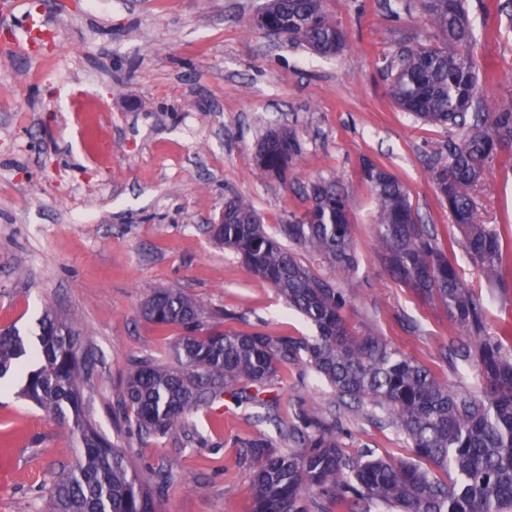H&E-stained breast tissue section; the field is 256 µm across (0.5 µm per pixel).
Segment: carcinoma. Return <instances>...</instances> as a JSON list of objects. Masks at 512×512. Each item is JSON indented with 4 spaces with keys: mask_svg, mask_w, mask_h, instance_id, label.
I'll use <instances>...</instances> for the list:
<instances>
[{
    "mask_svg": "<svg viewBox=\"0 0 512 512\" xmlns=\"http://www.w3.org/2000/svg\"><path fill=\"white\" fill-rule=\"evenodd\" d=\"M422 16L437 31L439 45L403 39L387 65L388 92L405 112L432 124L469 126L461 144L434 180L448 205L467 251L491 283L504 285L498 234L481 224L472 191L487 164L512 148V104L468 116L481 99L470 53L465 0H420ZM279 29L320 55H332L342 34L323 0H268L251 28ZM283 129L268 131L258 145L255 166L262 176H282ZM363 178L375 195L380 258L393 279L424 300L443 305L453 321L474 335L480 391L458 393L429 368L401 355L376 336H358L342 315L341 292L312 276L274 237L253 206L235 196L227 201L234 218L212 226L215 239L237 252L245 265L269 282L300 313L316 336L296 340L261 333L205 330V309L183 292L155 291L143 316L183 330L175 343L179 366L141 360L126 377L118 416L142 436L183 430L203 405L221 395L263 404L277 366L304 364L324 378L339 397L385 411L411 444L415 459L389 462L370 454L351 457L331 408L296 413L292 428L299 448L281 450L259 438L249 443L255 462L252 512H324V503L375 502L399 512H512V324L501 336L481 335L483 309L460 278L434 231L418 222L399 181L374 163ZM310 207L283 234L331 262L354 263L347 197L330 182L310 186ZM22 395L51 413L80 444L75 465L59 472L48 490V512H155V496L171 474L161 468L154 484L143 485L125 449L101 434L79 409L90 362L80 354V334L51 309L40 317L38 344L28 345L17 329L0 330V379L23 367ZM244 380L255 387L233 389ZM454 474L447 482L423 463Z\"/></svg>",
    "mask_w": 512,
    "mask_h": 512,
    "instance_id": "cac0c4a2",
    "label": "carcinoma"
}]
</instances>
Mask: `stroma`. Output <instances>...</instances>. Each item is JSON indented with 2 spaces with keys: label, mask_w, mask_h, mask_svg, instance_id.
<instances>
[{
  "label": "stroma",
  "mask_w": 512,
  "mask_h": 512,
  "mask_svg": "<svg viewBox=\"0 0 512 512\" xmlns=\"http://www.w3.org/2000/svg\"><path fill=\"white\" fill-rule=\"evenodd\" d=\"M264 0H98L60 9L56 0H0V31L25 42L21 21L42 9L51 48L0 53V329L39 332L44 308L82 332L92 356L83 410L127 451L139 480L155 469L177 475L157 512H251L250 440L294 447L298 407L332 406L345 451L399 461L406 438L382 412L342 402L315 372L283 365L268 405L222 397L187 431L140 437L112 417L134 363L173 367L181 331L144 320L142 303L160 288L201 302L218 329L303 338L312 328L209 231L225 201H250L265 231L282 238L310 273L340 291L353 331L376 336L432 369L449 387L477 391L468 356L474 339L439 303L394 280L378 256L377 211L364 163L403 185L420 223L434 228L484 309V333L512 322V282L489 284L433 175L465 129L402 112L390 97L384 60L398 40L432 32L418 5L394 16L397 0H324L343 35L338 52L253 31ZM502 0H468L470 51L487 105L512 103V19ZM294 146L286 179L254 166L270 129ZM335 183L349 205L355 262L345 268L283 238L309 205L310 185ZM479 218L512 253V153L487 166L474 192ZM23 374L0 385V512H39L55 472L72 467L79 445L50 413L22 399ZM190 482H182V475Z\"/></svg>",
  "instance_id": "35a3bbf8"
}]
</instances>
